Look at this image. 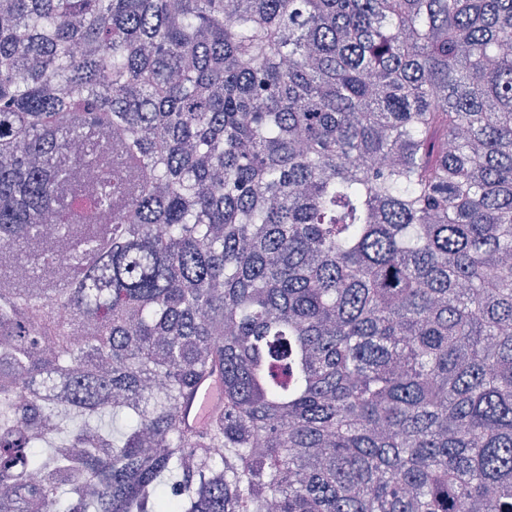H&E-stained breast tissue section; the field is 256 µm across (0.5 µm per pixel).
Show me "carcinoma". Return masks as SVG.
<instances>
[{
	"label": "carcinoma",
	"instance_id": "obj_1",
	"mask_svg": "<svg viewBox=\"0 0 512 512\" xmlns=\"http://www.w3.org/2000/svg\"><path fill=\"white\" fill-rule=\"evenodd\" d=\"M0 487L512 512V0H0Z\"/></svg>",
	"mask_w": 512,
	"mask_h": 512
}]
</instances>
